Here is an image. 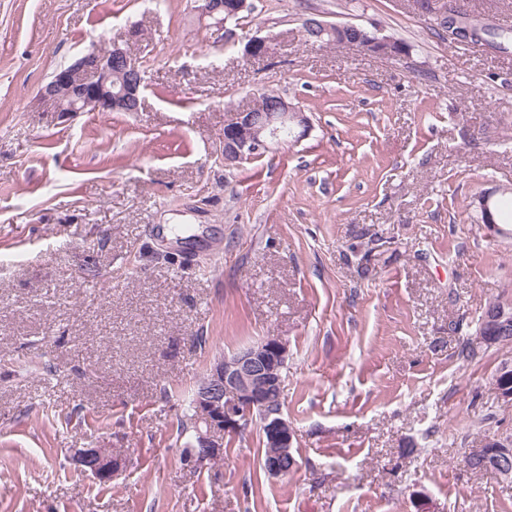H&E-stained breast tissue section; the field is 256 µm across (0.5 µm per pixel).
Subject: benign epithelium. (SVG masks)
<instances>
[{"mask_svg":"<svg viewBox=\"0 0 512 512\" xmlns=\"http://www.w3.org/2000/svg\"><path fill=\"white\" fill-rule=\"evenodd\" d=\"M250 7L248 0H233L231 5L209 3L200 9L204 17H212L223 9L238 14ZM248 57L269 54L268 41L253 37L245 46ZM139 63L126 48L113 41L91 46L69 68L57 73L41 90L40 96L53 105V111L70 112H138L142 104ZM308 128L304 113L279 98L270 112L257 105L233 113L224 125V160L243 162L270 151L281 143V128ZM512 314L502 308L484 315L476 335L486 343L491 335L487 325H507ZM288 358V344L279 336H266L257 343L214 361L206 376L198 383L194 395L196 410V446L186 461L197 465L222 455L224 435L234 434L241 422L249 419L254 409L273 407L281 402L283 378L281 369ZM269 452L264 469L271 477L286 476L297 463L292 454L295 432L280 412L271 411L262 421ZM475 454L494 457L500 477L512 478L508 466L512 450L499 447L497 439L484 440ZM74 461L97 479L112 480L123 468V460L105 448H77Z\"/></svg>","mask_w":512,"mask_h":512,"instance_id":"7a95c632","label":"benign epithelium"}]
</instances>
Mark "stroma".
I'll return each mask as SVG.
<instances>
[{
  "label": "stroma",
  "mask_w": 512,
  "mask_h": 512,
  "mask_svg": "<svg viewBox=\"0 0 512 512\" xmlns=\"http://www.w3.org/2000/svg\"><path fill=\"white\" fill-rule=\"evenodd\" d=\"M251 2L222 34L195 0H0V512H512L464 463L512 435V348L475 342L512 301V224L477 203L512 185V0ZM451 3L489 30L465 51L436 32ZM307 17L409 53L307 45ZM132 26L141 110L52 112L54 70ZM263 88L305 135L225 163ZM269 335L297 469L266 474L256 419L185 463L196 381ZM77 448L124 468L99 482ZM500 191V188H495L493 191L485 192L484 194L480 195L478 197V203H479V210L484 216V220L490 228L493 227V229H496V224H507L504 222H501L504 220V217L506 215L511 214V220H512V196L508 199L507 202H495L491 203V200L493 196ZM490 203H491V211L493 215V221H492V215L490 212Z\"/></svg>",
  "instance_id": "obj_1"
}]
</instances>
